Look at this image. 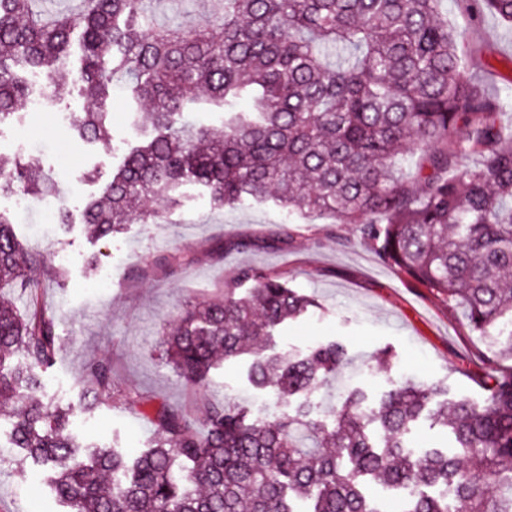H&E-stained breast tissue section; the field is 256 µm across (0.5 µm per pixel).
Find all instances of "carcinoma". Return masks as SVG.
<instances>
[{
  "mask_svg": "<svg viewBox=\"0 0 512 512\" xmlns=\"http://www.w3.org/2000/svg\"><path fill=\"white\" fill-rule=\"evenodd\" d=\"M443 0H211L210 20L160 27L150 0H84L76 13L46 16L36 0H0V124L28 100L19 74L66 80L71 36L82 51L75 79L86 106L74 128L109 136L111 90L150 104L153 136L132 146L81 215L103 238L125 225L163 221V203L204 187L217 208L275 201L301 216L360 225L378 262L434 303L463 309L465 326L489 341L481 403L461 397L428 410L438 385L407 380L376 405L350 393L327 425L313 396L347 363L343 345L318 342L278 352L274 332L313 301L286 273L245 269L252 286L184 311L166 334V360L201 385L221 360L252 357L249 382L284 410L252 420L229 403L206 409L200 433L186 409L158 405L150 449L130 463L112 448L82 445L73 412L44 402V373L57 356L54 317L27 278L30 255L0 216V287L21 289L25 311L0 303V401L12 444L54 469L57 498L71 512H512V133L500 102L460 78L463 55ZM470 20L489 12L512 24V0H464ZM224 113L215 132L186 118L194 94ZM425 155L421 192L397 158ZM478 165L462 163L469 155ZM59 197L30 165L0 158V193ZM19 354L23 362L11 363ZM85 409L112 389L110 365L87 367ZM461 452L409 449L423 413ZM408 492L384 507L360 489L365 477Z\"/></svg>",
  "mask_w": 512,
  "mask_h": 512,
  "instance_id": "1",
  "label": "carcinoma"
}]
</instances>
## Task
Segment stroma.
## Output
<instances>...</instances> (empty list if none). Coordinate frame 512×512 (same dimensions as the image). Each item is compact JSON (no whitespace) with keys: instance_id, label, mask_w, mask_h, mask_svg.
Masks as SVG:
<instances>
[{"instance_id":"35a3bbf8","label":"stroma","mask_w":512,"mask_h":512,"mask_svg":"<svg viewBox=\"0 0 512 512\" xmlns=\"http://www.w3.org/2000/svg\"><path fill=\"white\" fill-rule=\"evenodd\" d=\"M443 8L463 47L461 77L504 100L512 85V27L490 13L468 22L460 0H444ZM209 12V0H160L157 19L201 24ZM29 80L42 101L0 124V154L38 163L58 185L70 216L69 226H56L44 242L29 232L39 214L14 230L35 259L29 275L60 339L43 399L72 408L73 429L84 442L132 454L146 450L153 427L131 404L134 395L153 406L192 408L199 423L204 403L227 395L246 399L253 418L269 412L266 393L248 383L245 361L212 369L196 393L162 357L164 334L181 311L227 289L244 294L237 276L246 267L285 271L289 287L317 303L285 324L275 338L279 350L300 351L318 340H336L348 350V364L315 396L316 418L329 419L348 390L375 402L406 377L447 386L452 399L483 401L473 378L485 351L481 337L467 331L459 310L435 306L377 262L359 225L320 215L299 220L272 200L216 211L203 188L189 186L162 223H132L112 236L91 237L80 222L85 205L102 194L124 149L142 142L151 127L128 112L119 89L109 141L86 142L73 127L85 104L79 84L47 93L40 76ZM385 348L393 354L386 365L377 359ZM98 359L112 367V392L87 413L86 367ZM52 476L49 467L23 460L9 424L0 425V512H67L53 494Z\"/></svg>"}]
</instances>
